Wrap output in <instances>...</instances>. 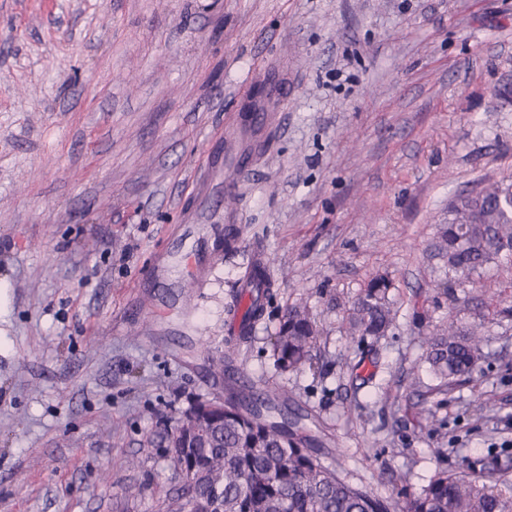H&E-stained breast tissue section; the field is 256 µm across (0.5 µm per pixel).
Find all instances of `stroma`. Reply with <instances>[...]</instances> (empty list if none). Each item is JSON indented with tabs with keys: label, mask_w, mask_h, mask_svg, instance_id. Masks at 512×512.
Returning a JSON list of instances; mask_svg holds the SVG:
<instances>
[{
	"label": "stroma",
	"mask_w": 512,
	"mask_h": 512,
	"mask_svg": "<svg viewBox=\"0 0 512 512\" xmlns=\"http://www.w3.org/2000/svg\"><path fill=\"white\" fill-rule=\"evenodd\" d=\"M274 108L235 175L232 130ZM509 176L512 0H0V512H178L164 429L240 378L388 503L512 480V255L464 277L440 238ZM255 247L274 285L242 341ZM384 273L395 321L359 341L348 303ZM297 302L320 335L282 372ZM451 321L483 341L444 388ZM317 336L315 322L306 306H286L271 342L277 369L289 371L305 364L310 359ZM480 333L475 328L448 322L428 339L426 362L431 372L441 380H449L469 373L478 360Z\"/></svg>",
	"instance_id": "35a3bbf8"
}]
</instances>
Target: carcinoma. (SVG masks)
Returning <instances> with one entry per match:
<instances>
[{
	"label": "carcinoma",
	"instance_id": "carcinoma-1",
	"mask_svg": "<svg viewBox=\"0 0 512 512\" xmlns=\"http://www.w3.org/2000/svg\"><path fill=\"white\" fill-rule=\"evenodd\" d=\"M441 238L448 267L472 273L504 252H512V182L497 181L448 208ZM391 281L371 279L352 303L348 332L360 339L385 335L395 320L388 294ZM480 333L453 321L428 339L426 362L447 382L471 370L478 360ZM317 342L308 308L293 304L281 312L272 338L275 366L289 371L305 364ZM274 395L230 390L223 408L210 413L205 444L183 456L173 448L174 465L192 475L181 487L185 512H386L372 493L341 479L321 461L304 423L288 422ZM401 512H512V484L464 480L436 473Z\"/></svg>",
	"mask_w": 512,
	"mask_h": 512
}]
</instances>
